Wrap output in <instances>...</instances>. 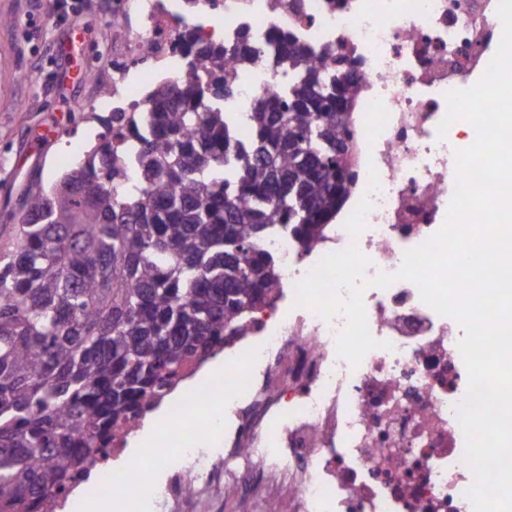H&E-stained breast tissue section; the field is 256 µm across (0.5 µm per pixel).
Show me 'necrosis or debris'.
Returning <instances> with one entry per match:
<instances>
[{"label":"necrosis or debris","instance_id":"obj_1","mask_svg":"<svg viewBox=\"0 0 512 512\" xmlns=\"http://www.w3.org/2000/svg\"><path fill=\"white\" fill-rule=\"evenodd\" d=\"M498 0H113L112 97L101 112L148 106V87L180 70L192 28L198 43L257 50L235 70L228 112H249L280 89L275 35L350 59L357 189L322 240L278 235L279 297L255 309L244 338L224 349V394L210 382L171 401L142 456L99 462L82 493L86 512H220L238 497L259 512H472L475 477L464 460L457 407L468 388L464 335L408 280L367 287L366 320L379 348L358 367L336 353L344 316L324 321L298 305L296 284L328 253L358 246L366 278L396 273L406 250L444 224L456 185L455 146L439 137L445 94L483 76L500 43Z\"/></svg>","mask_w":512,"mask_h":512}]
</instances>
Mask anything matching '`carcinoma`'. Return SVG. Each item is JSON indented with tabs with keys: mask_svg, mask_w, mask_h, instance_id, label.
<instances>
[{
	"mask_svg": "<svg viewBox=\"0 0 512 512\" xmlns=\"http://www.w3.org/2000/svg\"><path fill=\"white\" fill-rule=\"evenodd\" d=\"M277 41L281 90L247 113V139L224 111V65L256 50L198 46L202 67L160 82L148 111L93 115L98 142L0 227V512H40L86 477L280 291L260 244L318 241L350 198L356 172L333 145L352 143L358 78Z\"/></svg>",
	"mask_w": 512,
	"mask_h": 512,
	"instance_id": "obj_1",
	"label": "carcinoma"
}]
</instances>
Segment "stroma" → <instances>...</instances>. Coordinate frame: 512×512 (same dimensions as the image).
<instances>
[{
  "label": "stroma",
  "mask_w": 512,
  "mask_h": 512,
  "mask_svg": "<svg viewBox=\"0 0 512 512\" xmlns=\"http://www.w3.org/2000/svg\"><path fill=\"white\" fill-rule=\"evenodd\" d=\"M112 25V0H0V220L97 142L86 71L111 74Z\"/></svg>",
  "instance_id": "1"
}]
</instances>
